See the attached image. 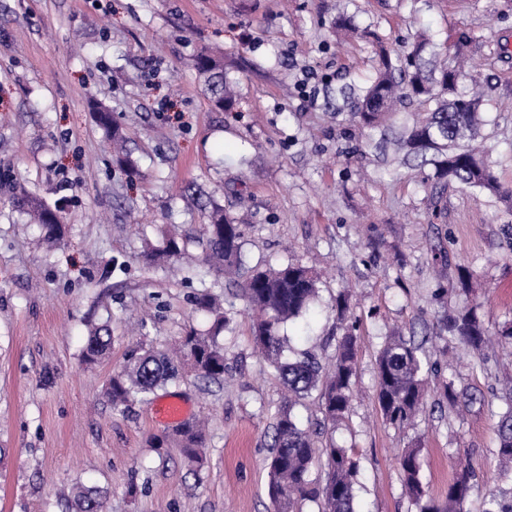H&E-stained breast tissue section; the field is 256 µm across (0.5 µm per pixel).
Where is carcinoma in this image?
I'll use <instances>...</instances> for the list:
<instances>
[{
  "label": "carcinoma",
  "instance_id": "1",
  "mask_svg": "<svg viewBox=\"0 0 512 512\" xmlns=\"http://www.w3.org/2000/svg\"><path fill=\"white\" fill-rule=\"evenodd\" d=\"M432 51L431 41L420 37L404 54L391 55L380 49V68L363 88L345 86L336 90V99L351 101L353 111L348 121L386 140L388 122L398 106L417 104L420 111L402 125L397 143L404 150V161L419 167H433V177L441 188L456 182L494 195L502 187L475 146L482 125L480 97L458 89V75L425 59ZM195 69L203 78L218 108H229L232 95L224 85V61L202 55ZM97 121L112 140H123L112 113L100 109ZM13 200L31 213L45 240L62 241L61 225L53 222L51 208L21 188ZM204 263L218 273L233 272L242 277L240 289L248 307L255 312L253 342L258 354L280 376L288 392V405L282 407L273 424L271 453L268 459V491L273 512H292L294 500L311 499L321 512H355L357 465L348 450L341 447L317 452L311 432L302 427L293 414L297 400L321 389V413L326 421L342 418L351 405L350 388L357 358V325L343 328L337 339L336 354L329 368L306 352L296 353L288 345L281 326L303 316L318 295L317 278L308 268L282 264L268 270H247L241 253L242 232L239 225L216 207L204 225ZM187 238L170 235L160 247H150L141 255L147 265L168 258L178 260L186 254ZM197 309L208 313L212 324L208 332H190L171 347L132 349L120 371L109 380L106 395L112 409L125 413L132 405L156 396L157 391L180 378L187 365L196 376L219 381L224 378L225 351L220 335L229 329L230 313L216 298L205 292L195 299ZM479 305H465L444 318V328L472 349L480 362L487 359L484 347L487 329L478 314ZM112 344L106 325L95 328L84 350L85 362L92 364L107 354ZM424 361L420 347L401 335H390L376 360L377 401L386 421L402 427L413 421L424 408ZM506 405L497 425L496 454L502 467L512 468V393L501 396ZM181 448L193 470L205 464L204 426L192 422L176 429L171 436H153L150 446L161 449L170 443ZM326 456V482L313 486L310 473L319 455ZM420 449L410 448L401 455L399 466L406 496L419 512H464L476 477L469 459L456 462L455 476L442 500L428 495L421 478ZM106 492L98 487L78 484L73 489L72 512H105Z\"/></svg>",
  "mask_w": 512,
  "mask_h": 512
}]
</instances>
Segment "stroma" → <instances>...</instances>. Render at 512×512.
<instances>
[{
	"label": "stroma",
	"instance_id": "stroma-1",
	"mask_svg": "<svg viewBox=\"0 0 512 512\" xmlns=\"http://www.w3.org/2000/svg\"><path fill=\"white\" fill-rule=\"evenodd\" d=\"M346 18L351 31H338ZM419 32L459 70L461 89L480 83V139L504 190L449 186L441 220L432 168L381 173L365 132L335 111L337 88L374 73L377 42L400 53ZM202 53L221 57L236 83L229 110L204 90L193 66ZM94 101L123 125L136 175L116 163ZM21 188L63 203L58 249L13 204ZM510 189L512 0H0V512H66L78 483L105 488L108 512H271L266 464L284 388L254 351L238 282L201 261L215 206L239 224L249 267L320 273L308 315L283 328L291 347L328 360L342 323H359L346 418L324 424L316 391L293 408L316 448L350 451L358 512H417L397 463L408 447L420 449L437 499L468 457L476 479L465 509L482 512L486 498L512 493L496 457L512 352L478 367L443 319L471 299L489 333L512 322ZM172 228L190 237L189 260L147 267L145 246ZM438 243L447 265L432 259ZM206 291L233 307L224 379L188 372L164 390L208 424L195 475L177 445L150 448L166 428L149 403L116 413L104 389L136 344L207 331L210 317L192 305ZM105 323L112 347L85 364L86 338ZM394 329L430 360L447 358L405 429L376 399L375 357ZM444 380L468 407L448 404Z\"/></svg>",
	"mask_w": 512,
	"mask_h": 512
}]
</instances>
